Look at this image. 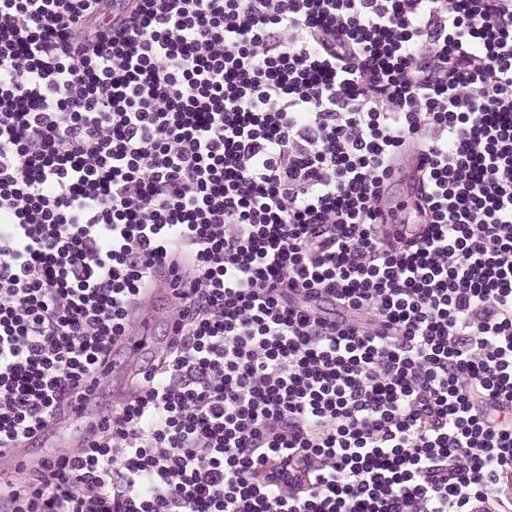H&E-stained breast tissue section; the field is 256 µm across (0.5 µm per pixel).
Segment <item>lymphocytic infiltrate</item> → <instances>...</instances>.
Segmentation results:
<instances>
[{
    "instance_id": "obj_1",
    "label": "lymphocytic infiltrate",
    "mask_w": 512,
    "mask_h": 512,
    "mask_svg": "<svg viewBox=\"0 0 512 512\" xmlns=\"http://www.w3.org/2000/svg\"><path fill=\"white\" fill-rule=\"evenodd\" d=\"M72 397L0 512H512V0H0V449ZM162 273L168 279L170 284H173L174 288H169L166 291L170 302L177 304L178 302H184V294H189L190 291L187 289L191 283L197 278V272L194 265L174 260L172 262H166L162 266ZM160 320V316L153 311H130L129 323L133 333L118 343L115 349L117 354L137 359L158 352L163 345V338L156 335V327ZM78 406V403H74L67 409L64 416L51 426L50 433L61 441L66 440L64 443L68 445L86 444L92 433L91 427L95 425L90 418L86 417V412L80 410ZM76 431L77 434L74 436Z\"/></svg>"
}]
</instances>
